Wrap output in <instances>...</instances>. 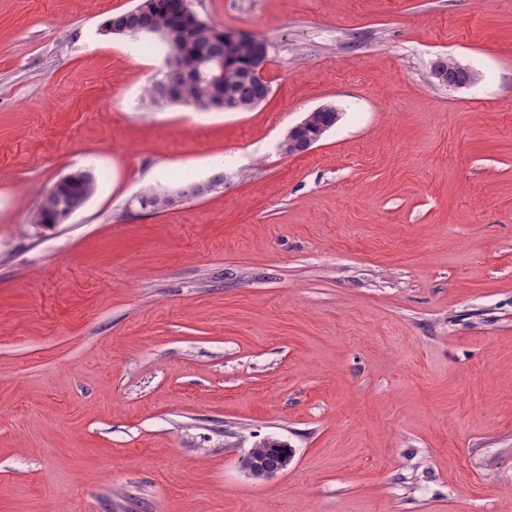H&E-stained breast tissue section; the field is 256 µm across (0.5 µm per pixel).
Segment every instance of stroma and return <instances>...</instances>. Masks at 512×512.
<instances>
[{
	"label": "stroma",
	"mask_w": 512,
	"mask_h": 512,
	"mask_svg": "<svg viewBox=\"0 0 512 512\" xmlns=\"http://www.w3.org/2000/svg\"><path fill=\"white\" fill-rule=\"evenodd\" d=\"M135 3L0 0V512H512V0H194L270 45L247 112L145 102ZM325 115H328L330 120L329 124H321L323 130L331 129L332 126L340 119V113L335 107L325 105L314 109L309 112L299 124L288 131V134L281 145L282 150L285 152L288 151V155L290 156L304 154L310 151L313 145L317 142H314V138L311 137L308 131L312 129V124L314 123L315 118L322 119ZM76 174L77 175H70L67 177L70 180L69 196L73 201V205L78 209L97 190L98 177L91 170H86ZM277 440L278 439L261 441L256 444L254 448L249 449L253 458L267 468L260 466L249 454L240 457L239 465L251 479L255 481H265L288 469V465L292 460V457L289 455L284 456L285 461L283 464L277 466L282 455L274 449L279 448L276 447L278 443Z\"/></svg>",
	"instance_id": "obj_1"
}]
</instances>
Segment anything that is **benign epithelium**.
<instances>
[{
    "mask_svg": "<svg viewBox=\"0 0 512 512\" xmlns=\"http://www.w3.org/2000/svg\"><path fill=\"white\" fill-rule=\"evenodd\" d=\"M174 7L177 13L191 16L195 21L205 27L212 28L214 24L201 19L193 8V0H175ZM157 32L170 43L176 45L181 38V32L177 26L159 27L155 30L150 27H141L139 32L149 34ZM224 41L228 48L235 50L242 48V52L250 56V68L246 73L247 78L257 85L261 92L255 98L254 104L258 105L263 102L268 94L269 87L265 75V66L268 57L269 46L265 43H258L251 40L250 36L237 32H224ZM164 84L162 87L165 98L174 103L182 102L179 94L180 86L186 82L198 79H204L208 82L211 95L207 103L210 110H234L236 104L231 93L224 89V61H213L207 59L205 53L201 52L196 59L191 62H184L176 56H172L165 60V69L163 71ZM329 116V123L322 125L327 130L332 127L339 119L340 113L332 106H321L309 112L306 117L296 126L292 127L286 135L281 148L288 155H299L310 151L314 145V138L309 134L312 129L314 119ZM68 184L65 180L57 181L51 188L50 192L54 194L58 200L57 214L61 219L69 218L75 209L67 202L68 193L66 188ZM186 195L178 191L176 193H164L161 197L152 201L138 199L139 204L145 209L172 208L184 201ZM292 457L285 456L283 464L275 468H265L260 466L253 458L245 454L240 457L239 465L241 469L255 481H265L271 479L288 469Z\"/></svg>",
    "mask_w": 512,
    "mask_h": 512,
    "instance_id": "benign-epithelium-1",
    "label": "benign epithelium"
}]
</instances>
